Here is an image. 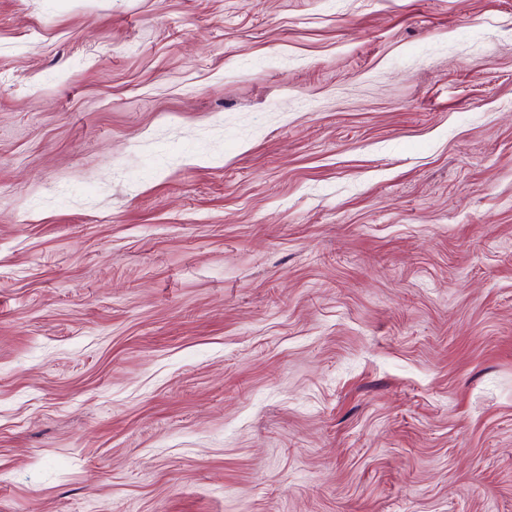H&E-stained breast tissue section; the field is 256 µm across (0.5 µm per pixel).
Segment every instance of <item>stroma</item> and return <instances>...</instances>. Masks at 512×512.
I'll use <instances>...</instances> for the list:
<instances>
[{"mask_svg":"<svg viewBox=\"0 0 512 512\" xmlns=\"http://www.w3.org/2000/svg\"><path fill=\"white\" fill-rule=\"evenodd\" d=\"M0 512H512V0H0Z\"/></svg>","mask_w":512,"mask_h":512,"instance_id":"obj_1","label":"stroma"}]
</instances>
